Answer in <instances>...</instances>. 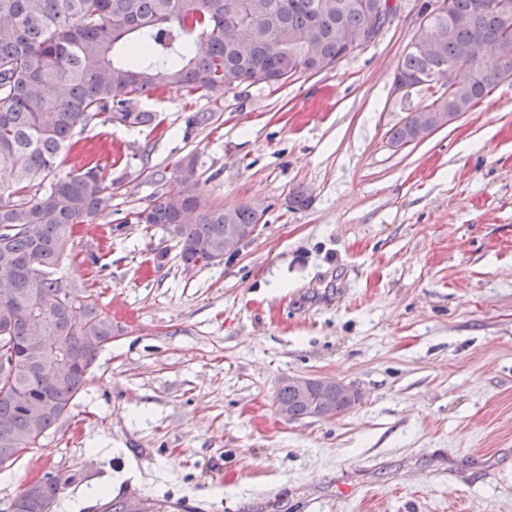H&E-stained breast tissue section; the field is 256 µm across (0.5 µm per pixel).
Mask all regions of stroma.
<instances>
[{"label":"stroma","mask_w":512,"mask_h":512,"mask_svg":"<svg viewBox=\"0 0 512 512\" xmlns=\"http://www.w3.org/2000/svg\"><path fill=\"white\" fill-rule=\"evenodd\" d=\"M421 0L335 68L216 101L141 98L159 130L96 123L58 159L104 148L110 218L78 228L52 271L112 319L69 415L6 468L0 512L27 485L66 481L54 512L102 496L157 512H512V81L420 142L388 132L424 105L393 76ZM193 112L205 127L187 128ZM195 156L212 204L260 207L236 257L185 267L140 224L110 227L183 183ZM167 171L155 183L156 171ZM310 204L288 206L292 189ZM289 377H331L361 400L289 420Z\"/></svg>","instance_id":"stroma-1"}]
</instances>
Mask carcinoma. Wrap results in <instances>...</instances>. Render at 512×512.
<instances>
[{"instance_id":"1","label":"carcinoma","mask_w":512,"mask_h":512,"mask_svg":"<svg viewBox=\"0 0 512 512\" xmlns=\"http://www.w3.org/2000/svg\"><path fill=\"white\" fill-rule=\"evenodd\" d=\"M0 0V291L19 303L0 306V467L37 447L64 419L100 348L112 341V319L91 294L76 303L51 269L74 257L76 227L112 213V174L91 160L58 172L60 154L76 130L104 119L127 128L161 126L138 108L157 91L203 92L220 100L243 84L276 85L299 72L312 75L348 58L345 35L366 44L383 34L370 22L378 0ZM430 16L427 51L406 50L394 80L418 85L444 66L457 70L456 88L415 110L389 131L403 147L425 138L429 123L472 111L512 77V0H443ZM173 172L186 189L156 193L123 224L157 227L180 245L186 266L210 265L224 248L229 225L259 223L249 204L213 206L196 191V161L187 155ZM51 325L67 361L52 384L28 362L36 332L32 311ZM98 336L100 346L86 347ZM23 390L28 404L14 392ZM277 404L291 419L309 413L293 379L282 381ZM28 512H43L64 485L46 475Z\"/></svg>"}]
</instances>
